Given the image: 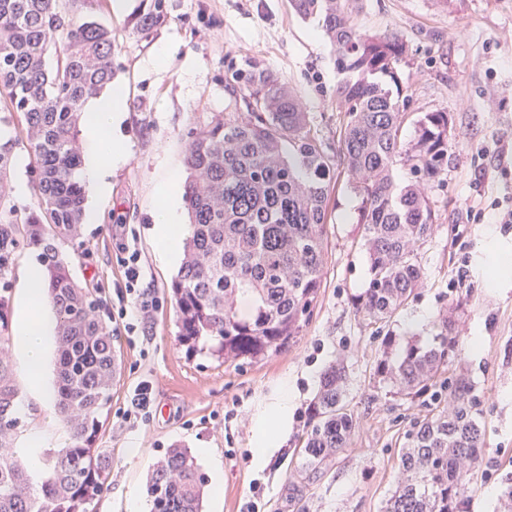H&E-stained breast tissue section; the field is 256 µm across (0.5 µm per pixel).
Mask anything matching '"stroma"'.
Returning a JSON list of instances; mask_svg holds the SVG:
<instances>
[{
  "instance_id": "1",
  "label": "stroma",
  "mask_w": 512,
  "mask_h": 512,
  "mask_svg": "<svg viewBox=\"0 0 512 512\" xmlns=\"http://www.w3.org/2000/svg\"><path fill=\"white\" fill-rule=\"evenodd\" d=\"M128 0L115 15L112 0H61L63 11L87 15L112 29L115 79L126 93L124 164L113 169L97 219L82 224L64 244L74 279L103 303L118 358L112 405L97 445L112 459L108 490L93 512H126L130 497L145 498L146 476L166 448L209 449L201 459L224 467L223 503L206 512H246L258 486L264 512H382L401 477L399 453L417 424L448 403L428 393H397L375 373L381 357L397 359L409 340L432 342L441 318L460 338L445 376L463 374L485 428L484 450L474 464L469 512H503L501 485L512 479V276L499 279V255L512 256V0H362L361 31L404 34L414 57L403 79L411 112L448 114L454 140L448 169L427 192L436 213L434 231L420 251L425 280L413 300L390 319L373 321L355 309L368 282L367 254L358 224L359 200L346 175L329 196L323 285L309 325L288 350L261 362L226 365L188 357L175 342L169 295L176 267L157 259L152 210L169 174L187 177L185 150L192 135L234 111L231 69L260 60L300 97L310 123L336 149L339 76L331 44L315 21L300 19L288 0H167L168 21L150 39L132 34ZM167 49L163 68L153 66ZM0 201V218L35 202L30 162L16 148ZM125 226L115 237L114 222ZM134 246L142 268L140 289L157 305L139 314L131 297H120L125 268L119 243ZM126 318H118L119 307ZM137 322L126 334V322ZM346 371L345 401L356 416L348 448L327 461L321 475L305 479L300 453L307 408L322 376L334 363ZM297 394L288 439L269 465L252 464L253 418L281 382ZM149 384L145 419H124L137 387ZM138 449L128 457L127 449Z\"/></svg>"
}]
</instances>
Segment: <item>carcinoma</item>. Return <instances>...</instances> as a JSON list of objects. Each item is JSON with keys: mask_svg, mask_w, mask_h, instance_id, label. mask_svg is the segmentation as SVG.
Masks as SVG:
<instances>
[{"mask_svg": "<svg viewBox=\"0 0 512 512\" xmlns=\"http://www.w3.org/2000/svg\"><path fill=\"white\" fill-rule=\"evenodd\" d=\"M359 0H289L303 19L316 18L334 47L339 139L336 156L312 130L297 94L255 59L232 72L239 111L188 143L183 186L191 235L170 284L175 341L189 355L235 365L280 353L303 335L322 286L327 201L338 169L361 198L359 223L370 278L356 309L391 317L424 282L420 250L436 223L427 193L448 169V113L420 112L415 137L404 138L411 102L404 69L413 56L398 31L358 29ZM168 18L166 0H142L132 32L148 39ZM62 44L56 65L51 47ZM112 30L64 19L57 0H0V97L18 115L32 157L37 201L20 219L0 222V279L21 244L44 267L57 316L59 424L68 446L38 453L30 468L15 448L23 432L12 362L0 352V512H91L107 489L112 459L96 447L112 401L116 357L99 301L75 281L61 246L85 211L86 187L77 125L84 103L112 82ZM14 164L13 144H0V200ZM251 303L249 314L238 301ZM11 340L9 300L0 293V346ZM458 345L443 321L433 344L406 345L376 373L399 393L434 386ZM344 370L330 367L308 410L302 471L317 475L347 447L355 426L344 401ZM448 407L417 425L401 449L404 480L383 512H469L476 479L471 462L484 437L468 380L447 382ZM206 478L191 451L169 448L146 485L150 512H202Z\"/></svg>", "mask_w": 512, "mask_h": 512, "instance_id": "obj_1", "label": "carcinoma"}]
</instances>
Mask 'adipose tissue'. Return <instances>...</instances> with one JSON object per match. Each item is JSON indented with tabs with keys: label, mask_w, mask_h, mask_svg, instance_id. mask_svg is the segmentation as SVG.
<instances>
[{
	"label": "adipose tissue",
	"mask_w": 512,
	"mask_h": 512,
	"mask_svg": "<svg viewBox=\"0 0 512 512\" xmlns=\"http://www.w3.org/2000/svg\"><path fill=\"white\" fill-rule=\"evenodd\" d=\"M125 114L126 95L119 82L112 83L84 106L86 151L81 175L93 185L96 196L108 193L112 169L126 160L127 146L121 134ZM176 191V179H167L159 189L160 202L153 212L157 253L167 261L176 260L187 231L175 202ZM56 327L55 310L44 288L43 269L38 265L30 266L24 276L15 336L28 379L40 392L45 389V370ZM294 401L287 383H280L256 414L252 432L253 462L256 466H267L287 439Z\"/></svg>",
	"instance_id": "1"
}]
</instances>
